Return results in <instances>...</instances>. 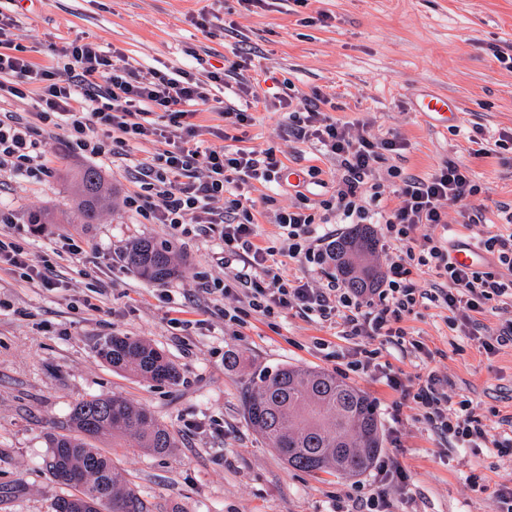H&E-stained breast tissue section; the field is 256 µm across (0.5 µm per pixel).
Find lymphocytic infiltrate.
Wrapping results in <instances>:
<instances>
[{
    "label": "lymphocytic infiltrate",
    "instance_id": "lymphocytic-infiltrate-1",
    "mask_svg": "<svg viewBox=\"0 0 512 512\" xmlns=\"http://www.w3.org/2000/svg\"><path fill=\"white\" fill-rule=\"evenodd\" d=\"M13 27V19L0 14V101L19 93L16 86L3 82V75L9 73L41 85L42 93L32 118L0 117V172L46 173L36 137L41 125L67 129L73 144L95 157L108 153L110 147L135 141L164 143V151L153 161L130 168L142 192L129 197L128 205L156 224L178 229L192 222L200 235L209 225H223L224 263L233 271V285L221 294L241 295L248 302L244 308H226L225 321L240 325L252 311L273 317L293 310L313 321L340 319L350 339L377 335L401 345L410 340L402 320L429 301L455 314L485 351L512 345V321L490 329L477 319L490 304L512 303V233L474 240V248L496 261L495 266L482 269L454 262L447 235L434 233L446 224L444 205L450 200L460 203L466 223L482 221V211L473 202L478 186L468 169L448 163L424 177L401 176L399 205L383 211L375 165L383 153L406 150V143L395 137L377 139L367 123L332 118L317 102L281 100L283 110L302 114L289 125V136L317 142L342 171L335 211L354 224L379 225L383 247L395 252L377 284L363 292L337 284L313 288L302 279L285 278L280 261L284 255L298 262L327 261L326 251L314 248L321 240L320 227L304 206L276 215L285 251L254 242V216L241 189L279 182L280 162L273 151L229 152L221 146L199 149L193 145L204 133L203 126L194 121V107L207 101L208 82L223 81L225 74L241 69V61H228L223 71L210 73L205 81L187 70L175 77L156 71L145 78L122 65L119 54H106L92 42H74L58 73L11 53ZM423 269L435 273L442 287L430 294L414 288L412 276ZM385 380L401 397L413 398L421 419L455 447L491 446L500 454H512V435H491L468 400L449 405L436 371L418 375L413 387L395 373H386Z\"/></svg>",
    "mask_w": 512,
    "mask_h": 512
}]
</instances>
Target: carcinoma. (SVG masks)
<instances>
[{
	"label": "carcinoma",
	"instance_id": "obj_1",
	"mask_svg": "<svg viewBox=\"0 0 512 512\" xmlns=\"http://www.w3.org/2000/svg\"><path fill=\"white\" fill-rule=\"evenodd\" d=\"M75 196L86 224L95 223L111 203V194L94 168L80 173ZM330 252L347 287L361 291L374 286L377 271L368 262L374 252L368 225H356L351 234L336 240ZM123 258L150 282L164 283L178 274L170 247L152 240L132 243ZM97 353L106 364L133 377L171 384L179 378L177 366L145 339L106 336ZM244 409L250 427L269 447L289 466L310 473L360 476L381 449L372 401L320 370L286 364L259 375ZM67 426L66 433L47 436L46 470L53 483L70 489L53 497L51 512H152L149 501L128 486L94 441L110 438L115 446L165 455L177 447L168 425L145 407L112 393L77 403Z\"/></svg>",
	"mask_w": 512,
	"mask_h": 512
}]
</instances>
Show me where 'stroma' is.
<instances>
[{
    "instance_id": "stroma-1",
    "label": "stroma",
    "mask_w": 512,
    "mask_h": 512,
    "mask_svg": "<svg viewBox=\"0 0 512 512\" xmlns=\"http://www.w3.org/2000/svg\"><path fill=\"white\" fill-rule=\"evenodd\" d=\"M0 13L15 21V45L43 66L63 65L73 42H94L120 51L142 76L186 69L204 79L238 47L250 48V65L210 84L208 101L196 107V123L211 130L208 143L223 133L222 112L239 102L240 85L269 99L318 94L332 117L370 122L378 138L407 143L376 165L387 207L397 205L400 184L389 169L424 176L451 161L473 173L480 188L474 202L486 216L466 225L460 204L449 203L451 245L507 229L501 209L512 206V0H263L250 9L240 0H0ZM426 92L455 99L454 126L435 128L416 112ZM251 116L226 148L272 149L283 168L305 177L297 188L284 181L253 191L256 243L281 247L275 214L302 195L325 233L347 235L350 225L323 206L341 176L336 160L314 142L290 138L283 112L260 107ZM41 139L49 175H0V210L15 218L11 237L34 264L50 268L46 281L27 282L0 264V512H48L51 497L65 489L45 467L47 434L62 432L82 399L112 393L148 408L174 433L176 448L161 456L99 444L153 512H349L362 492L383 495L391 512H493L494 491L512 487V455L449 447L418 419L412 401L347 362L362 345L406 380L430 366L447 379L450 403L469 400L496 435L512 417V347L486 353L449 323L448 309L433 305L402 322L433 352L429 362L379 337L345 339L342 325L292 310L228 325L221 294L198 288L200 278H226L222 225L184 235L125 206L137 189L127 168L152 159L163 144L142 141L124 158H89L67 147L65 130ZM89 167L112 188V205L96 224L82 223L74 197L75 177ZM47 212L55 223H32V215ZM143 238L170 246L177 277L149 283L125 263L126 248ZM112 335L150 340L178 367L179 382L113 370L97 354L100 339ZM232 351L242 361L228 370L224 356ZM284 364L332 373L372 400L382 449L365 474L349 479L290 467L249 427L244 403L252 379Z\"/></svg>"
}]
</instances>
